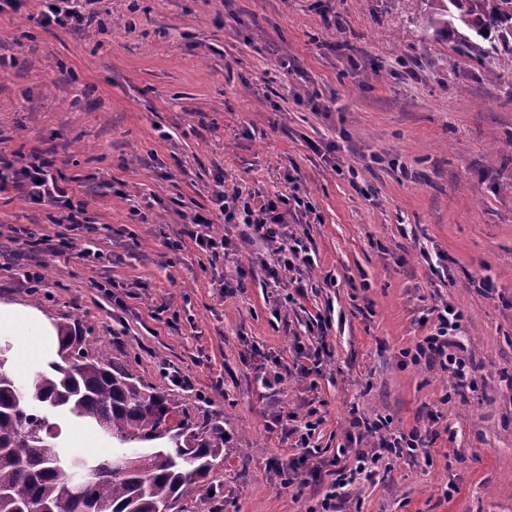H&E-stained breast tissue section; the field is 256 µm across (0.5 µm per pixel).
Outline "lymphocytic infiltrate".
I'll return each mask as SVG.
<instances>
[{
    "label": "lymphocytic infiltrate",
    "mask_w": 512,
    "mask_h": 512,
    "mask_svg": "<svg viewBox=\"0 0 512 512\" xmlns=\"http://www.w3.org/2000/svg\"><path fill=\"white\" fill-rule=\"evenodd\" d=\"M12 188L21 190L29 200L67 209V221L73 225L78 224L85 209L84 202L73 201L68 182L60 172L48 170L43 162L18 165L0 154V193ZM214 202L225 223L243 220L251 238L259 239L271 248L275 261L265 268L270 283L300 287L305 275L313 269L314 260L303 238L292 231L288 223L287 207L293 204L306 211L310 208L307 201L301 198L292 201L285 195L274 200L259 201L255 196L240 190L222 188L215 191ZM430 316V331L416 343L411 354L412 361L452 371L459 384H466L471 379L468 366L463 358L453 352L461 331L463 312L452 303L443 301L431 307ZM352 425L363 428L365 435L375 434L379 437L376 450L358 453L354 468L336 469L334 479H326L323 466L317 461L319 451L311 445L315 429L311 423L306 424L297 440L300 455L281 465L282 471L290 473L292 478L306 476L316 481H326L327 490L320 502L322 512H338L339 506L349 499L353 486L360 478L368 479L374 475L384 453L414 457L428 451L427 442L419 428L388 436L384 433L386 423L382 420L365 424L356 419Z\"/></svg>",
    "instance_id": "lymphocytic-infiltrate-1"
}]
</instances>
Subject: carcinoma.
I'll list each match as a JSON object with an SVG mask.
<instances>
[{"mask_svg": "<svg viewBox=\"0 0 512 512\" xmlns=\"http://www.w3.org/2000/svg\"><path fill=\"white\" fill-rule=\"evenodd\" d=\"M429 26L458 35L457 49L488 46L481 64L512 71V0H415ZM59 360L19 383L0 345V512H175L224 463V427L192 422L165 389L89 347L81 323L58 322ZM91 425L111 452L84 459L93 477L71 491L73 458L55 417Z\"/></svg>", "mask_w": 512, "mask_h": 512, "instance_id": "obj_1", "label": "carcinoma"}]
</instances>
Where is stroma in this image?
<instances>
[{"label":"stroma","mask_w":512,"mask_h":512,"mask_svg":"<svg viewBox=\"0 0 512 512\" xmlns=\"http://www.w3.org/2000/svg\"><path fill=\"white\" fill-rule=\"evenodd\" d=\"M81 9L94 19L78 29L37 25L38 0L0 14V149L53 162L88 219L72 229L65 209L0 194V303L80 320L113 363L223 425L224 463L185 512L316 507L322 483L286 485L276 467L297 453L287 414L313 408L325 462L372 448L347 439L360 415L437 434L429 457L386 459L345 512H512V74L489 76L409 0ZM219 177L311 202L289 218L316 261L302 294L266 284L273 256L244 225L213 224L241 242L214 266L191 240L183 217L216 212ZM424 248L449 257L450 278ZM240 265L245 288L223 294ZM444 300L467 319L472 390L406 355ZM318 316L330 356L309 380L294 346L315 345ZM274 363L277 392L261 383Z\"/></svg>","instance_id":"35a3bbf8"}]
</instances>
